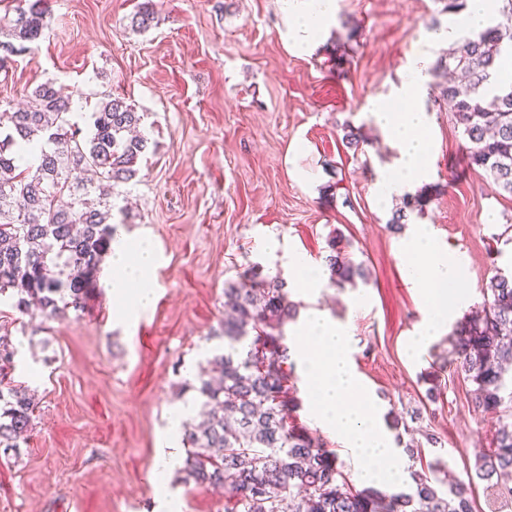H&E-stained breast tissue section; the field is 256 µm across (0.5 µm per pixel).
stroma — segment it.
<instances>
[{
    "label": "stroma",
    "mask_w": 512,
    "mask_h": 512,
    "mask_svg": "<svg viewBox=\"0 0 512 512\" xmlns=\"http://www.w3.org/2000/svg\"><path fill=\"white\" fill-rule=\"evenodd\" d=\"M143 2L51 0L33 50L0 70V100L27 102L52 81L79 125L106 95L143 112L150 148L138 177L118 187L128 213L117 231L158 253L156 303L130 321L101 287L61 320L0 304L14 378L37 401L28 439L0 447V512H153L159 436L175 405L199 402L182 385L223 347L225 281L257 266L306 307L280 257L290 249L322 264L336 232L370 279L325 287L317 304L351 324V359L385 427L399 425L401 448L413 449L409 470L439 459L465 477L492 447L497 417L474 409L460 374L445 373L440 396H426L448 337L410 349L422 313L402 236L387 226L402 199L377 194L394 152L370 113L417 55L446 53L448 43H426L432 23L457 28L462 16L437 0H336L316 48L301 54L287 47L281 0H153L152 26L139 32L130 19ZM423 104L433 153L416 191L426 205L408 221L431 225L468 260L477 306L496 273L512 272V195L469 166L451 112L429 94ZM347 122L365 139L360 153L342 142Z\"/></svg>",
    "instance_id": "stroma-1"
}]
</instances>
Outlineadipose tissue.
Returning a JSON list of instances; mask_svg holds the SVG:
<instances>
[{
  "label": "adipose tissue",
  "instance_id": "1",
  "mask_svg": "<svg viewBox=\"0 0 512 512\" xmlns=\"http://www.w3.org/2000/svg\"><path fill=\"white\" fill-rule=\"evenodd\" d=\"M334 8L335 0H284L289 45L312 50L325 32ZM429 64V53H421L407 68L390 98L373 105L374 120L396 152L394 165L385 170L379 184L382 197L404 194L428 174L432 150L429 117L418 101L429 81ZM399 254L407 280L420 292L425 318L417 341L423 344L440 335L447 323L469 305L471 297L461 289L469 279L468 267L459 256L437 243L427 224L414 226L402 242ZM156 261L157 253L147 242L125 236L113 241L103 286L113 303L122 308L123 319H132L151 307L154 290L150 274ZM188 412V407H179L170 420L163 445L157 450V490H164L182 465L176 441L181 421Z\"/></svg>",
  "mask_w": 512,
  "mask_h": 512
}]
</instances>
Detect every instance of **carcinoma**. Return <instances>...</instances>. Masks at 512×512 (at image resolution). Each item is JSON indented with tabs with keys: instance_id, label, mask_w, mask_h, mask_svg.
<instances>
[{
	"instance_id": "carcinoma-1",
	"label": "carcinoma",
	"mask_w": 512,
	"mask_h": 512,
	"mask_svg": "<svg viewBox=\"0 0 512 512\" xmlns=\"http://www.w3.org/2000/svg\"><path fill=\"white\" fill-rule=\"evenodd\" d=\"M491 25L456 41L429 73L454 68L461 81L433 85L434 101L450 106L462 135L472 144L471 167L512 196V0H498ZM48 0H10L0 15L4 55L20 54L43 35ZM154 20L152 0L132 25L145 30ZM72 102L52 82L38 85L26 106L0 101V297L18 310L36 308L47 320L84 308L96 286L116 227L114 188L137 177L149 138L137 133L143 115L119 96L97 102L87 130L70 121ZM353 153L364 140L343 127ZM38 149L37 165L24 168V150ZM420 202L406 197L389 220L397 232ZM330 284L357 287L367 268L347 256L340 234L328 240L324 257ZM490 298L458 320L450 333L454 371L473 385L472 406L496 414L493 448L476 458L468 481L448 480V465L436 460L411 474L412 492L389 494L355 487L337 454L322 439L288 425L298 400L290 393L284 326L295 315L287 283L278 276L243 272L224 284V352L200 367L187 387L203 399L206 419L183 425L186 457L181 482L224 489V512H472L469 483L477 478L491 492L490 512L512 488V277L497 274ZM15 347L0 336V446L17 447L32 430L34 399L15 383Z\"/></svg>"
}]
</instances>
